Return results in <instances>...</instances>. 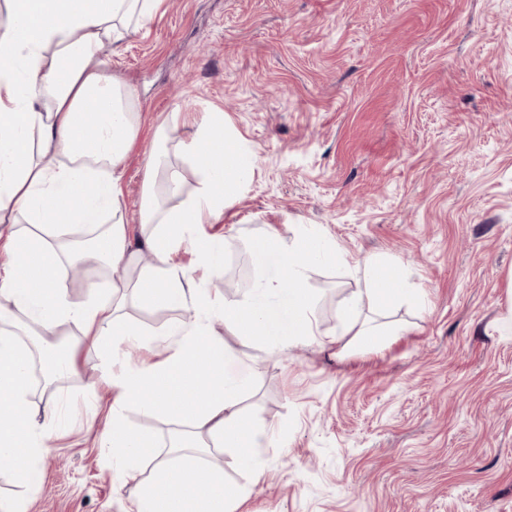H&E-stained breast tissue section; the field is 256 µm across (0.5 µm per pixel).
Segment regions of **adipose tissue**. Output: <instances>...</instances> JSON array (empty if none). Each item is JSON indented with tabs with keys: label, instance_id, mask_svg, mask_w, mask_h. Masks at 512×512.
Instances as JSON below:
<instances>
[{
	"label": "adipose tissue",
	"instance_id": "adipose-tissue-1",
	"mask_svg": "<svg viewBox=\"0 0 512 512\" xmlns=\"http://www.w3.org/2000/svg\"><path fill=\"white\" fill-rule=\"evenodd\" d=\"M163 5L164 0H0V246L13 258L0 271V322L23 316L43 335L72 323L93 345L108 335L139 343L141 332L121 314L126 288L144 304L185 310V318L162 332L173 344L163 362L104 372L116 393L107 461L131 478L143 462L153 464L130 512H226L240 492L225 481L222 469L206 466V457L215 448L234 449L237 466L261 476L258 450L268 434L239 408L249 387L227 372L222 336L258 339L275 352L316 342L320 330L309 272L318 263L347 267L351 258L304 226L288 238L266 231L248 245L254 278L230 303L200 288L174 263L187 243L209 271L223 270L229 239L197 235L195 227L222 218L254 171L242 136L223 112L213 111L182 146L187 158L201 164L195 193H185L164 151L150 157L140 214L142 223L155 227L148 249L156 263L140 269L141 255L129 243L122 187L123 166L139 133L138 96L108 74L102 49L122 41L130 28L143 27ZM87 259L108 265L121 278L108 294L93 288L85 299L70 298L59 285L61 270ZM362 268L363 286L348 299L336 333L359 349L376 351L404 328H380L372 314L414 304L420 291L397 261L370 256ZM132 270L137 279L124 280ZM214 319L223 320V334L211 332ZM36 358L49 391L39 416L29 400ZM75 368L73 349L49 346L36 355L17 334L0 333V456L28 488L40 485L45 440L62 422V404L51 389ZM133 403L147 415L178 423L167 446L121 427Z\"/></svg>",
	"mask_w": 512,
	"mask_h": 512
}]
</instances>
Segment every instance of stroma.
Listing matches in <instances>:
<instances>
[{
	"instance_id": "obj_1",
	"label": "stroma",
	"mask_w": 512,
	"mask_h": 512,
	"mask_svg": "<svg viewBox=\"0 0 512 512\" xmlns=\"http://www.w3.org/2000/svg\"><path fill=\"white\" fill-rule=\"evenodd\" d=\"M102 56L140 101L123 177L134 243L153 231L136 216L156 127L168 123L191 193L181 145L219 109L255 168L223 219L199 227L233 236L235 268L208 275L188 245L174 257L201 288L234 301L248 241L308 224L352 259L403 262L424 291L391 315L409 331L377 352L225 336L230 372L252 386L242 413L273 432L258 482L218 453L246 493L236 512H512V0H165ZM309 284L334 333L360 274L317 265ZM123 313L147 333L183 315L132 296ZM43 342L76 350L58 384L63 427L41 490L1 464L0 496L27 512H127L138 482L101 446L111 347L72 324Z\"/></svg>"
}]
</instances>
